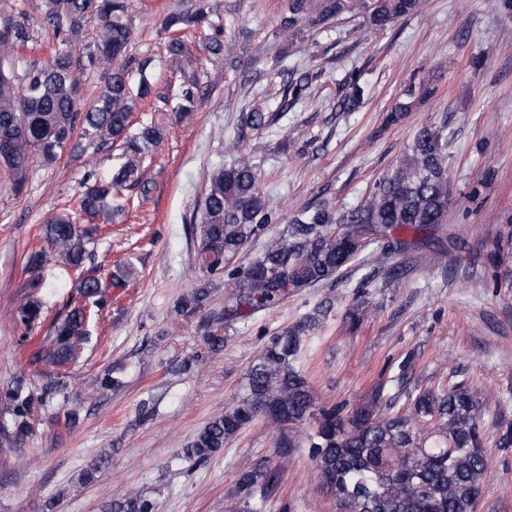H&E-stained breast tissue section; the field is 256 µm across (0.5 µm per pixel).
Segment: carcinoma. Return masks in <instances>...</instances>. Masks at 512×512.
<instances>
[{
	"label": "carcinoma",
	"instance_id": "carcinoma-1",
	"mask_svg": "<svg viewBox=\"0 0 512 512\" xmlns=\"http://www.w3.org/2000/svg\"><path fill=\"white\" fill-rule=\"evenodd\" d=\"M423 0H362L368 26L383 29L395 19L417 13ZM349 0H284L279 30L288 33L308 21L322 25L340 17ZM125 0H42V22L57 37L51 59L18 72V49L32 38L30 26L0 14V166L16 195L24 193L32 166L55 163L79 137L100 147L116 143L125 161L107 180L85 182L78 198V211L49 219L43 238L55 262L65 268L86 270L78 277L76 294L67 297L63 310L48 326V334L31 347L26 363L45 379L41 390L20 375L5 392L6 408L0 412V449L14 453L18 465L26 463L21 450L34 431L38 412L56 403L65 420L76 421L77 411L68 407L66 378L77 360L81 345L90 338L95 313L108 289L124 286L93 275L98 227L81 220L125 212L119 195L124 188L146 192L141 167L164 135L160 119L132 129L131 117L140 101L150 97L153 85L148 71L154 59L130 54L132 27L123 21ZM207 0H190V6L167 16L166 31L208 24L213 29L205 45L210 63L224 59V27L210 19ZM96 28L93 42L78 36L84 27ZM187 44L179 37L166 45L168 60L179 63ZM107 65L110 73L87 111L77 109L81 74ZM137 72L138 84L130 73ZM281 98L275 108L243 114L251 129H261L279 120L293 103L306 96L312 77L287 68L280 73ZM197 85H185L181 112L195 106ZM200 222L196 234L195 263L204 275L224 274L225 299L211 308V288L202 280L174 306L177 317L190 318L206 311L209 328L205 343L211 353L224 348L222 329L228 323L277 306L288 295L334 279L356 262L373 244L380 251L370 261L382 265L393 251L415 250L428 233L446 223L448 171L443 135L434 127L418 128L404 158L378 180L360 206L336 213L326 205L305 206L284 212L270 206L259 189L258 175L248 157L229 167L219 166L209 175L198 205ZM271 224H282V233L264 247L247 266L239 256ZM46 255L30 253L25 291L13 312L20 331L18 345L32 340V332L46 320ZM319 306L314 313L272 337L250 369L246 392L224 414L200 429L182 456L203 465L224 444L263 416L276 424L281 435L276 455L290 456L295 449L310 450L326 492L336 503V512H461L469 499L481 496L488 470L483 432L478 412L483 397L462 384L438 391L420 390L409 396L407 411L384 416L380 398L351 410L316 405L306 380L295 362L310 333L327 313ZM121 386L113 372L105 371L88 396ZM310 420L313 426L303 437L293 429ZM280 482L278 468L265 462L239 473L237 488L243 495V512H266L268 499ZM105 512H155L145 494L129 490L104 506Z\"/></svg>",
	"mask_w": 512,
	"mask_h": 512
}]
</instances>
